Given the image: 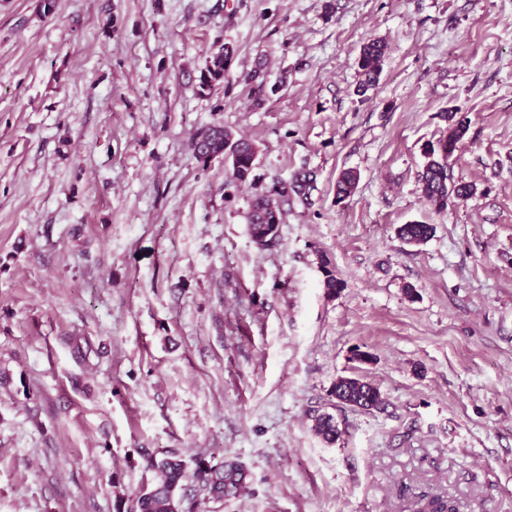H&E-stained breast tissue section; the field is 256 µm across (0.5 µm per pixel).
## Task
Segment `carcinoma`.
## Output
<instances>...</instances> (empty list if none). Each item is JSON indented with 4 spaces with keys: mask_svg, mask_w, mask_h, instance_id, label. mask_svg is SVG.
<instances>
[{
    "mask_svg": "<svg viewBox=\"0 0 512 512\" xmlns=\"http://www.w3.org/2000/svg\"><path fill=\"white\" fill-rule=\"evenodd\" d=\"M386 45L380 40L366 42L360 50L357 65L362 76L359 91L366 92L375 86L381 75V62L385 56ZM235 59V50L222 44L211 53L201 69L198 78L200 92L212 90L224 81ZM250 80L256 84V104L263 101L262 95L268 83V74L264 65H257ZM470 126V119L456 112L448 113V135L429 145L425 150L427 161L419 174L422 194L428 203L438 212L448 209V200L452 197H468L474 193L472 186L454 181L450 170V159L462 151L464 138ZM233 142V158L229 169V183L240 186L254 179L256 155L253 142L245 138H234L221 126L206 128L203 142L193 140L191 147L195 157L206 164L211 158L224 154V144ZM357 176L346 171L336 182L338 199L347 197L355 187ZM306 188V177L296 176L289 184H280L268 192L255 196L248 215L249 233L253 237H263L277 231L276 225L282 223L283 210L281 200L288 193L300 194ZM434 228L431 224L411 222L398 228V235L407 243L419 244L427 241ZM330 395L339 403L364 410L381 409L385 401L374 385L360 379L341 377L333 384ZM313 431L329 443L336 441L338 430L334 417L320 414L314 418ZM145 483L131 497L117 503V512H177L178 499L182 492H192V508L201 501L221 502L235 498L246 490L247 471L234 459L212 461L204 457L195 460L192 471H187L185 462L176 457L158 458L144 454Z\"/></svg>",
    "mask_w": 512,
    "mask_h": 512,
    "instance_id": "cac0c4a2",
    "label": "carcinoma"
}]
</instances>
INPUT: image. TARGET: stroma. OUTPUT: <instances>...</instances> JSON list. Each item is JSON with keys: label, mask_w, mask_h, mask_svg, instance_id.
<instances>
[{"label": "stroma", "mask_w": 512, "mask_h": 512, "mask_svg": "<svg viewBox=\"0 0 512 512\" xmlns=\"http://www.w3.org/2000/svg\"><path fill=\"white\" fill-rule=\"evenodd\" d=\"M454 108L476 191L439 214L419 174ZM211 125L255 143L253 185L196 159ZM303 172L259 246L255 193ZM147 451L244 465L202 512H512V0H0V512H115ZM386 45L380 40H369L360 50L357 65L363 77L359 84V91L365 93L375 86L381 75V62L385 56ZM235 59V50L227 44L219 46L206 60L205 67L201 69L198 78L199 91H211L216 85L224 81ZM433 231V225L411 222L401 225L398 228V235L407 243L419 244L427 241L432 236ZM330 395L341 404L364 410H379L385 404L378 388L360 379H337L330 390Z\"/></svg>", "instance_id": "35a3bbf8"}]
</instances>
